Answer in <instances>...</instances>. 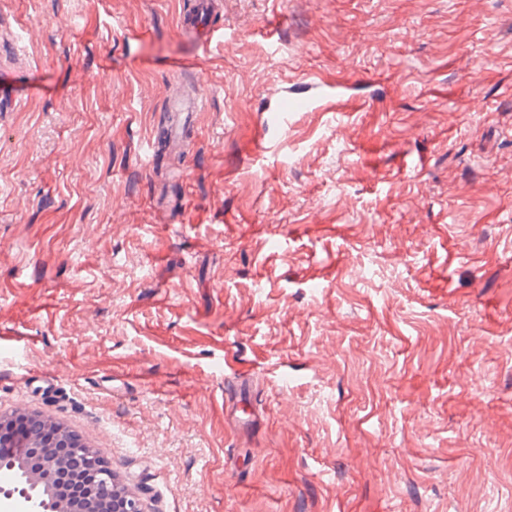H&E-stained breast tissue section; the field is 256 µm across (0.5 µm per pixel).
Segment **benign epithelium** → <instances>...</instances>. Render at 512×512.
Segmentation results:
<instances>
[{"label": "benign epithelium", "mask_w": 512, "mask_h": 512, "mask_svg": "<svg viewBox=\"0 0 512 512\" xmlns=\"http://www.w3.org/2000/svg\"><path fill=\"white\" fill-rule=\"evenodd\" d=\"M23 432L35 444L27 470L29 484L55 486V479L75 468L86 478L84 496L77 503L57 497L48 512H109L112 504V472L102 470L101 451L85 448L50 420L28 419Z\"/></svg>", "instance_id": "1"}]
</instances>
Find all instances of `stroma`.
Wrapping results in <instances>:
<instances>
[{"mask_svg": "<svg viewBox=\"0 0 512 512\" xmlns=\"http://www.w3.org/2000/svg\"><path fill=\"white\" fill-rule=\"evenodd\" d=\"M194 2L0 0V408L154 512H512V0Z\"/></svg>", "mask_w": 512, "mask_h": 512, "instance_id": "1", "label": "stroma"}]
</instances>
